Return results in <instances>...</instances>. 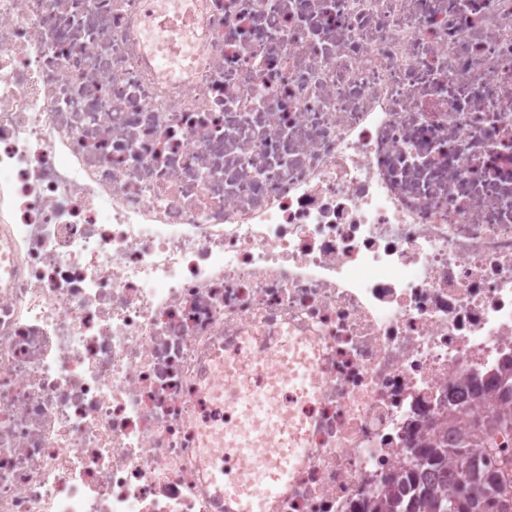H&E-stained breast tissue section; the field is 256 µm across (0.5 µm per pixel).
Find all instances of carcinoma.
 I'll list each match as a JSON object with an SVG mask.
<instances>
[{
    "mask_svg": "<svg viewBox=\"0 0 512 512\" xmlns=\"http://www.w3.org/2000/svg\"><path fill=\"white\" fill-rule=\"evenodd\" d=\"M492 388L498 405L487 419H467L461 401L448 404V418L426 427L423 449L386 473L376 490L373 512H445L462 482L467 488V507L461 512H512V480L511 490L499 493L500 474L482 464L485 439L512 429L511 364L503 366ZM485 390L483 383L471 378L458 386L457 394L476 400Z\"/></svg>",
    "mask_w": 512,
    "mask_h": 512,
    "instance_id": "obj_1",
    "label": "carcinoma"
}]
</instances>
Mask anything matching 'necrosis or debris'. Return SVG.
Listing matches in <instances>:
<instances>
[{
    "instance_id": "4bbe7bcc",
    "label": "necrosis or debris",
    "mask_w": 512,
    "mask_h": 512,
    "mask_svg": "<svg viewBox=\"0 0 512 512\" xmlns=\"http://www.w3.org/2000/svg\"><path fill=\"white\" fill-rule=\"evenodd\" d=\"M157 2L0 0V512H226L285 349L271 512H371L512 356V0ZM234 368L232 365H225L224 397L226 403L242 409L243 425L238 431L243 432L255 427L265 419L263 405L258 397L253 394L235 389ZM241 438L226 439L221 453L211 463L210 483L224 496L228 512H269V504L278 497L294 474L304 448H280L277 462L271 469L259 467L249 481H242L229 461L251 455L253 448L240 446ZM231 446V447H230Z\"/></svg>"
}]
</instances>
